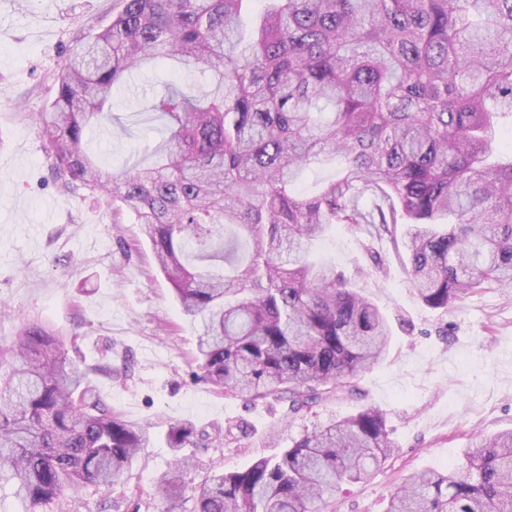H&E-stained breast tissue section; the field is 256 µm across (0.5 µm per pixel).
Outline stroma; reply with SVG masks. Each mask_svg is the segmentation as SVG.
Here are the masks:
<instances>
[{
  "instance_id": "1",
  "label": "stroma",
  "mask_w": 512,
  "mask_h": 512,
  "mask_svg": "<svg viewBox=\"0 0 512 512\" xmlns=\"http://www.w3.org/2000/svg\"><path fill=\"white\" fill-rule=\"evenodd\" d=\"M116 5L0 0V339L28 320L52 326L113 411L152 428L124 487L68 494L45 512H160L153 486L170 466L166 434L179 419L209 434L186 451L193 464L182 479L191 489L208 472L244 469L331 419L381 409L395 452L367 482L344 487L335 512H384L412 474L462 464L475 435L512 429V288L446 311L427 307L409 286L403 224L375 238L339 224L315 246L392 329L388 357L358 379L360 398L291 418L281 404L248 402L196 379L199 322L174 299L134 213L81 190L60 192L36 122L77 33L108 25ZM112 100L111 127L89 142L99 165L119 169L144 146L166 145L142 97L119 90Z\"/></svg>"
}]
</instances>
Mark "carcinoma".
<instances>
[{
	"label": "carcinoma",
	"mask_w": 512,
	"mask_h": 512,
	"mask_svg": "<svg viewBox=\"0 0 512 512\" xmlns=\"http://www.w3.org/2000/svg\"><path fill=\"white\" fill-rule=\"evenodd\" d=\"M247 2L119 0L65 61L37 123L60 188L137 215L184 314L201 321L195 377L294 417L354 398L390 342L375 303L311 259L329 227L379 236L403 218L409 283L431 309L512 286V160L493 159L499 120L512 119V0H262L245 36ZM158 64L209 75L206 90L167 84L150 110L168 148L101 168L87 131L112 121L115 87ZM336 156L339 174L304 194V168ZM204 438L176 420L166 442L178 452ZM149 441L53 328L29 321L0 340V483L28 512L123 483ZM473 448L464 466L407 479L385 512H512V430ZM393 452L370 406L190 495L179 457L155 495L164 512H321Z\"/></svg>",
	"instance_id": "carcinoma-1"
}]
</instances>
